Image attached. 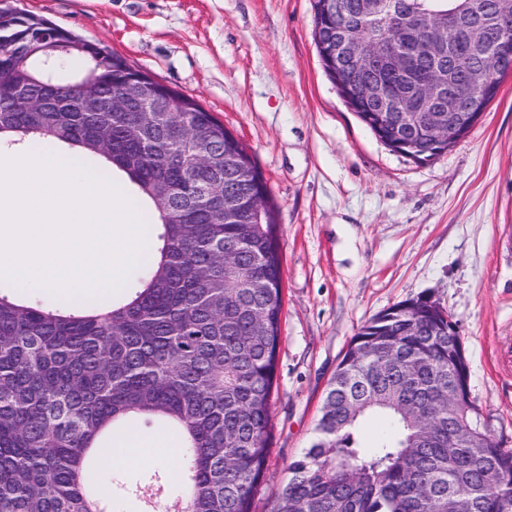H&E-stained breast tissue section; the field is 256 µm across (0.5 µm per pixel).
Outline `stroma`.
<instances>
[{"instance_id": "1", "label": "stroma", "mask_w": 512, "mask_h": 512, "mask_svg": "<svg viewBox=\"0 0 512 512\" xmlns=\"http://www.w3.org/2000/svg\"><path fill=\"white\" fill-rule=\"evenodd\" d=\"M193 96L251 152L275 203L283 313L273 512L315 437L325 390L372 318L425 297L458 326L471 396L512 449V74L446 154L418 163L360 121L324 73L313 0H5Z\"/></svg>"}]
</instances>
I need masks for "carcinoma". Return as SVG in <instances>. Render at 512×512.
Wrapping results in <instances>:
<instances>
[{
	"label": "carcinoma",
	"mask_w": 512,
	"mask_h": 512,
	"mask_svg": "<svg viewBox=\"0 0 512 512\" xmlns=\"http://www.w3.org/2000/svg\"><path fill=\"white\" fill-rule=\"evenodd\" d=\"M361 0H336L314 14L313 33L336 40L363 25L404 50L405 15L457 13V50L409 56L420 77L442 70L447 98L461 101L467 71L488 65L467 50L474 15L495 33L497 0H386V21L372 27ZM36 27L72 49L89 76L116 97L132 77L120 55L48 18L0 5V28L13 39L18 67L0 59V157L23 145H61L71 158L134 186L147 224L161 225L142 262L147 273L121 297L106 293L82 307L51 300L17 303L0 294V512H106L113 490L85 477L102 470L114 431L156 419L175 439L183 467L175 480L185 512H251L270 450L271 401L281 340L282 260L275 208L245 145L196 100L195 117L213 122L224 167H197L190 137L175 138L169 118L136 140L110 112H66L71 88L57 69L42 72ZM358 85L398 83L388 65L359 70ZM21 86L50 112H16L9 87ZM400 133L432 145L426 129L394 118ZM170 171L177 195L158 203L152 185ZM237 201L224 216V196ZM261 211V223L248 222ZM234 252L224 264V250ZM448 317L427 299L395 305L353 338L329 383L315 438L292 466L274 512H512V450L477 426L472 413L448 411L457 375Z\"/></svg>",
	"instance_id": "cac0c4a2"
}]
</instances>
